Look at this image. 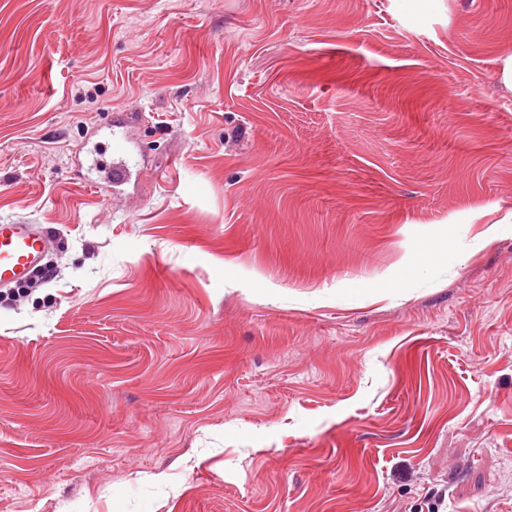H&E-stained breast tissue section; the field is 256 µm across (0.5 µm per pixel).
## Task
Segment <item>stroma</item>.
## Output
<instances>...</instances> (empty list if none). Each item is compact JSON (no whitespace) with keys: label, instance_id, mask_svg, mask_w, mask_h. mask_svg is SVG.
<instances>
[{"label":"stroma","instance_id":"1","mask_svg":"<svg viewBox=\"0 0 512 512\" xmlns=\"http://www.w3.org/2000/svg\"><path fill=\"white\" fill-rule=\"evenodd\" d=\"M510 54L512 0H0V221L56 237L0 512H512ZM123 121L124 118L119 113L112 116V143H101L90 165L96 172V178L91 179V182L111 194L130 184L138 174V159L113 130L114 127H120ZM109 149L112 156L110 161L103 158Z\"/></svg>","mask_w":512,"mask_h":512}]
</instances>
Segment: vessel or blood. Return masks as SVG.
<instances>
[{"mask_svg":"<svg viewBox=\"0 0 512 512\" xmlns=\"http://www.w3.org/2000/svg\"><path fill=\"white\" fill-rule=\"evenodd\" d=\"M138 167V159L123 140L113 138L101 144L92 159L93 183L115 192L136 178ZM55 244V236L43 225L0 222V290L17 287L39 273Z\"/></svg>","mask_w":512,"mask_h":512,"instance_id":"1","label":"vessel or blood"}]
</instances>
